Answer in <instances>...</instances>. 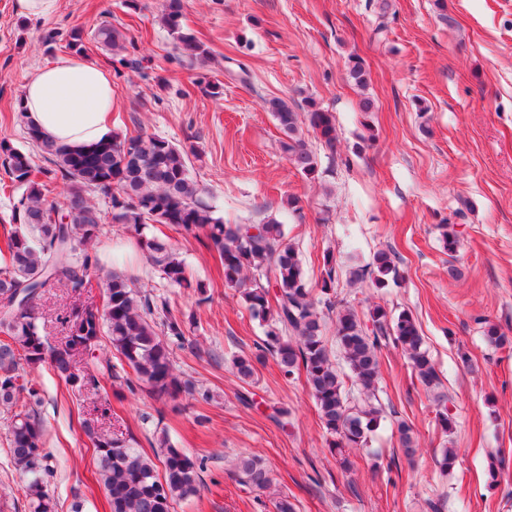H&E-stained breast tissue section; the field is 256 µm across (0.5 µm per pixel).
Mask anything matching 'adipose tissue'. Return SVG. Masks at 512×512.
Listing matches in <instances>:
<instances>
[{
    "instance_id": "obj_1",
    "label": "adipose tissue",
    "mask_w": 512,
    "mask_h": 512,
    "mask_svg": "<svg viewBox=\"0 0 512 512\" xmlns=\"http://www.w3.org/2000/svg\"><path fill=\"white\" fill-rule=\"evenodd\" d=\"M113 96L107 68L70 56L35 71L22 88L19 106L48 139L79 147L111 134Z\"/></svg>"
}]
</instances>
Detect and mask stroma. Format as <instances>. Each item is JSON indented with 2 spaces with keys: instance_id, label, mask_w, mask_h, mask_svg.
Returning a JSON list of instances; mask_svg holds the SVG:
<instances>
[{
  "instance_id": "obj_1",
  "label": "stroma",
  "mask_w": 512,
  "mask_h": 512,
  "mask_svg": "<svg viewBox=\"0 0 512 512\" xmlns=\"http://www.w3.org/2000/svg\"><path fill=\"white\" fill-rule=\"evenodd\" d=\"M165 3L60 0L56 14L31 22L15 0H0V139L43 164L16 103L28 77L68 55L69 33L81 30L85 57L112 76L114 131L142 130L195 149L190 172L216 216L228 224L276 218L311 288L321 284L324 253L334 254L332 303L319 307L328 348L336 346L340 309L363 313L378 304L390 316L414 317L452 398L454 428L442 431L389 342L379 352L385 416L369 447L340 459L304 379H286L274 355L259 354L265 328L239 291L225 287L217 260L192 236L154 226L206 284L200 299L167 284L106 216L93 255L134 270L182 320L185 339L173 342V357L195 392L158 399L106 378L78 400L49 364L32 370L57 512H71L77 499L84 512H109L86 421L149 455L167 433L202 463L198 496L177 502L175 512H275L280 496L295 512H429L431 502L439 512H512V345L485 338L491 325L512 337V0H182L184 32L209 50L202 64L176 50L161 22ZM105 21L126 36L130 64L94 41ZM380 22L386 28L378 35ZM354 59L366 86L349 75ZM214 83L224 87L217 98L206 92ZM273 98L302 115L313 103L333 116L332 149L299 122L316 178L282 153L284 134L267 107ZM366 98L368 112L360 109ZM447 224L459 238L453 253L443 240ZM383 250L395 252L397 275L377 288L373 261ZM103 299L98 283L78 295L58 284L42 293L35 315L56 345L70 308L95 309ZM240 356L257 359L246 382L234 367ZM246 390L249 406L238 399ZM204 392L210 401L201 400ZM274 406L280 419L270 416ZM12 416L0 407V512H29L7 445ZM401 421L419 443L411 459L399 444ZM446 447L458 458L444 472L436 459ZM242 454L268 466L270 490L238 483L233 462Z\"/></svg>"
}]
</instances>
